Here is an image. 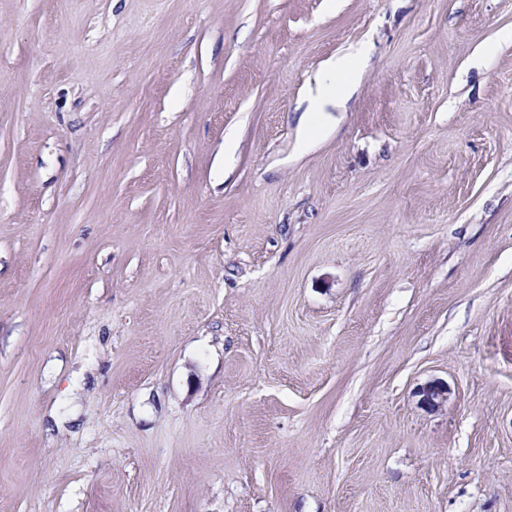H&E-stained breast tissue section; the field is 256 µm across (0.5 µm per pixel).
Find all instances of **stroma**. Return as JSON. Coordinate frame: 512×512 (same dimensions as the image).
<instances>
[{
	"instance_id": "obj_1",
	"label": "stroma",
	"mask_w": 512,
	"mask_h": 512,
	"mask_svg": "<svg viewBox=\"0 0 512 512\" xmlns=\"http://www.w3.org/2000/svg\"><path fill=\"white\" fill-rule=\"evenodd\" d=\"M0 512H512V0H0ZM366 60L367 51L363 49L339 55L331 61L328 64V70L336 75V86L331 87L321 82L318 83L307 112H322L323 101L328 96H335L336 100L345 97L354 84L357 66L364 64Z\"/></svg>"
}]
</instances>
